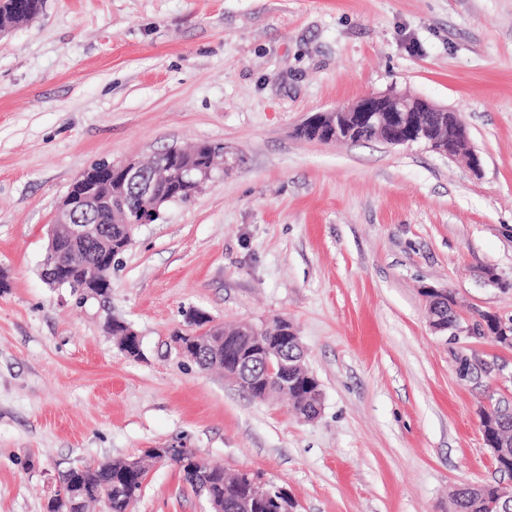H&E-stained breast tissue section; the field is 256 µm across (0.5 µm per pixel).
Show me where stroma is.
<instances>
[{
	"instance_id": "1",
	"label": "stroma",
	"mask_w": 512,
	"mask_h": 512,
	"mask_svg": "<svg viewBox=\"0 0 512 512\" xmlns=\"http://www.w3.org/2000/svg\"><path fill=\"white\" fill-rule=\"evenodd\" d=\"M391 90L457 112L479 169L297 133ZM199 143L223 147V174L139 228L106 298L42 279L92 163ZM0 278V512H47L68 468L182 446L296 512H452L457 487L500 479L479 413L512 405V348L467 332L512 317V0H43L0 35ZM427 286L462 331L430 327ZM192 309L288 320L318 417L181 356ZM133 512L208 506L161 463Z\"/></svg>"
}]
</instances>
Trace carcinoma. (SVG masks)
Wrapping results in <instances>:
<instances>
[{
	"label": "carcinoma",
	"instance_id": "1",
	"mask_svg": "<svg viewBox=\"0 0 512 512\" xmlns=\"http://www.w3.org/2000/svg\"><path fill=\"white\" fill-rule=\"evenodd\" d=\"M10 0H0V25L14 26L27 21L24 14H13L9 9ZM288 326V321L278 319L274 330H261L257 335L251 336L242 332L241 326L226 328L214 325L209 328L210 336L207 340L197 344L190 343L186 335L174 337L176 346H186L191 354V360L200 368L211 370L219 368L224 370L225 376L238 381L241 389L250 397L265 400L275 395L287 396L293 404L297 414L312 419L317 416L322 404L321 385L317 378L309 372L305 354L301 349L289 351L288 376L278 375L264 381L256 376L242 375L236 366L235 352L252 349L258 343H273L280 336L282 328ZM132 326L124 321L112 320L110 330L112 335L120 337V350L130 357L140 355L141 349L131 352L128 344L133 336ZM500 329V319L488 312L478 314L474 321L475 334L481 336L487 332L495 335ZM506 408L497 405L482 411L480 425L489 433L498 437L512 435V424L502 422V412ZM170 463L182 473L183 480L189 484L194 493L202 498L208 505L210 512H234L231 504L247 489V482L243 473L229 474L219 467H210L202 463L192 448H178L175 452L164 458L151 450L146 449L141 454V469L131 473L127 469V461H101L94 465L74 467L62 473L60 482L79 484L81 493L78 499L83 503L101 502L107 512H131L132 506L142 495L146 475L150 469L159 462ZM273 499L259 507L258 512H285L281 502L286 491L281 487L270 484ZM499 482L488 483L476 489L461 486L455 493L456 512H490V508L497 499Z\"/></svg>",
	"mask_w": 512,
	"mask_h": 512
}]
</instances>
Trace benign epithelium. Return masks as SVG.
<instances>
[{
    "instance_id": "1",
    "label": "benign epithelium",
    "mask_w": 512,
    "mask_h": 512,
    "mask_svg": "<svg viewBox=\"0 0 512 512\" xmlns=\"http://www.w3.org/2000/svg\"><path fill=\"white\" fill-rule=\"evenodd\" d=\"M431 113L430 122L444 126L455 114L444 107L407 93L391 91L385 94H366L359 99L340 105L331 111L316 113L306 118L302 129L314 133V138L343 143L349 141L364 125L375 128L382 141L392 146H403L422 141L425 114ZM213 162L201 159L198 153L186 154L178 147H170L164 160L154 170L138 161L106 163V167L93 174L82 172L63 198L55 220L49 227L52 246L42 260L43 279L52 287L69 286L93 294L102 287L96 276L77 280L79 270L57 244L63 239L73 245L97 246L98 259L105 263L112 257V225L99 223L100 214L114 197L135 193L145 200L142 210L129 220L125 216L115 223L128 227L127 238L133 239L136 228L151 224L161 216L164 205L177 199L178 193L194 191L204 182L213 180ZM428 300V318L436 331L448 329L446 320V295L448 291L432 286L423 288ZM296 343V337H284V346L264 353L250 351L238 354L239 365L255 366L254 374L271 377L288 368V346ZM248 493L238 501V512H251L255 501L268 494L267 482L256 475L247 476ZM496 512H512V480L502 481L494 504Z\"/></svg>"
}]
</instances>
